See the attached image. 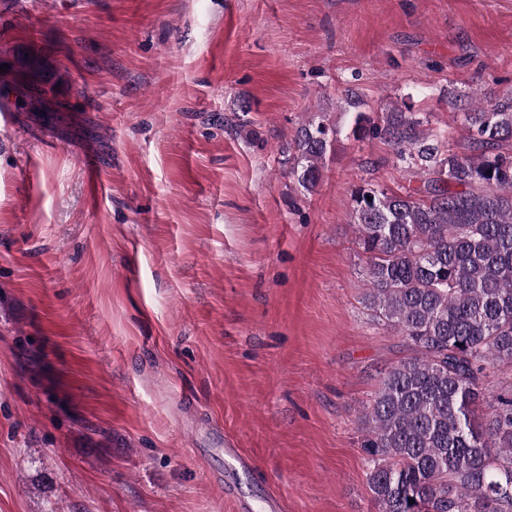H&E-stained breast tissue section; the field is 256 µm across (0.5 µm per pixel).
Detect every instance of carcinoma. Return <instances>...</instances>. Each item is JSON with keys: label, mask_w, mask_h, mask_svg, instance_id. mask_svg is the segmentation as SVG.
<instances>
[{"label": "carcinoma", "mask_w": 512, "mask_h": 512, "mask_svg": "<svg viewBox=\"0 0 512 512\" xmlns=\"http://www.w3.org/2000/svg\"><path fill=\"white\" fill-rule=\"evenodd\" d=\"M425 120L408 105L355 111L343 127L316 113L282 165L311 192L340 139L370 137L420 180L396 192L367 178L350 195L365 301L414 349L361 416L379 512H512V388L478 414L487 370L512 367V91L460 113L466 152Z\"/></svg>", "instance_id": "1"}]
</instances>
